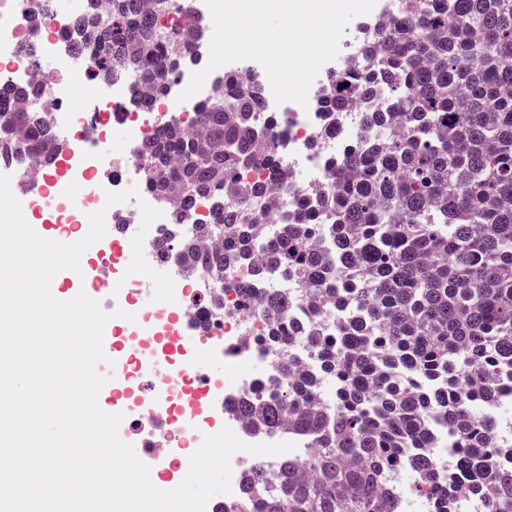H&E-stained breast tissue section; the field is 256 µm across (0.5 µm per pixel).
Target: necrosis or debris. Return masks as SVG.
I'll list each match as a JSON object with an SVG mask.
<instances>
[{
	"instance_id": "obj_1",
	"label": "necrosis or debris",
	"mask_w": 512,
	"mask_h": 512,
	"mask_svg": "<svg viewBox=\"0 0 512 512\" xmlns=\"http://www.w3.org/2000/svg\"><path fill=\"white\" fill-rule=\"evenodd\" d=\"M41 0H0V78L26 82L40 77L48 89L46 96L35 104L48 120H55L58 113L71 115V128L67 142L71 151L79 155L75 183L79 193L72 199L73 207L86 215L105 210L107 223L128 220L140 223L138 207L125 202L107 205V192H119L132 187L141 189V197L148 204H155V197L144 191L146 171L137 161L136 148L157 129L153 111L132 107L135 76L128 75L104 84L96 74V66L88 55L71 57L67 50V35L73 17L59 12L51 13L40 29L38 44L40 55L27 59L19 54L20 43L28 36L27 18L38 11ZM51 57L61 60L60 70L43 71L41 59ZM111 87V94H104V87ZM262 117H275L276 122L267 130L266 143L276 146L283 156L289 172L300 182L313 185L325 182L330 176L329 161L346 145L357 129L355 113L340 117L336 133L326 140L320 152H311L309 141L325 127L321 112H298L276 104L273 95H266L261 108ZM125 124L128 134L124 143L113 145V154L125 161V170L115 178L100 176L104 166L105 142L103 129L108 122ZM179 221L176 208L168 206L161 218L150 226L145 240L148 244L147 261L151 266L167 268L174 280L175 300L141 316L145 328L172 336L177 327L198 326V343L194 357L181 361L177 372H167L158 378V387L164 401L150 400L143 410H128L119 427L121 439L140 442L147 456L171 458L180 454L191 455L192 447L204 426L198 413L201 405H209L224 417V423L237 436L248 443L287 440V433L264 436L252 432L244 422L226 414L222 402L213 398L218 387L205 374L202 361L212 356H222L237 370L241 388H250L256 382L278 378L276 353L267 346L255 344L265 322L257 311L245 308L233 287L245 279L244 269H237L227 277L229 286L224 293V306L220 309L196 307L192 300L200 292H213L216 284L197 273L187 272L181 262L161 253L157 241L166 225Z\"/></svg>"
}]
</instances>
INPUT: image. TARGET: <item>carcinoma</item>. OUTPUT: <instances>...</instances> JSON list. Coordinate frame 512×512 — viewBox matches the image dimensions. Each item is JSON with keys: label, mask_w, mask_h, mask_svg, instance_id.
Listing matches in <instances>:
<instances>
[{"label": "carcinoma", "mask_w": 512, "mask_h": 512, "mask_svg": "<svg viewBox=\"0 0 512 512\" xmlns=\"http://www.w3.org/2000/svg\"><path fill=\"white\" fill-rule=\"evenodd\" d=\"M99 2L85 0L71 48L93 54L104 80L140 77L152 94L134 100L150 109L170 75L200 62L205 28L188 0L187 29L158 25L169 0H107L104 12ZM359 48L317 88L314 107L331 117L323 133L357 103L383 106L360 114L331 180L295 187L291 220L268 243L255 238L251 208L276 193L283 162L259 154V79L216 81L195 105L200 133L167 118L138 149L162 203L190 216L197 196L212 195V223L161 246L221 280L246 265L237 293L270 322L257 341L279 352L286 381L262 394L256 384L231 411L254 432L286 426L316 448L304 465L289 457L272 472L247 470L244 500L215 512H396L383 480L399 465L427 512H458L463 491L489 492L490 512H512V437L477 415L512 379V0H393ZM41 91L0 84V164L48 168L64 149L32 107ZM232 177L237 200L226 203L217 189ZM272 273L297 293L267 287ZM295 307L350 316L309 335ZM301 338L315 353L307 371L293 353ZM439 423L457 448L447 469L427 453L404 456L431 447Z\"/></svg>", "instance_id": "obj_1"}]
</instances>
